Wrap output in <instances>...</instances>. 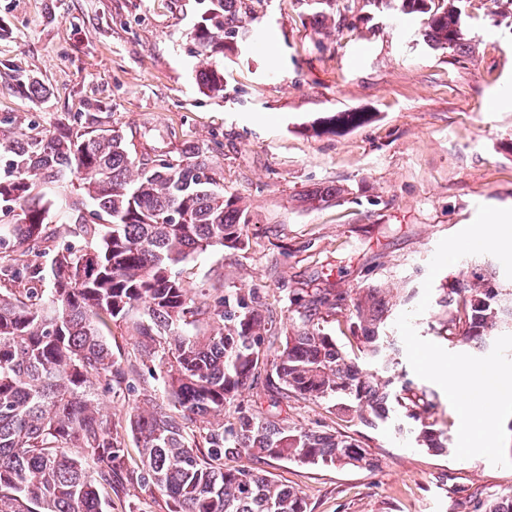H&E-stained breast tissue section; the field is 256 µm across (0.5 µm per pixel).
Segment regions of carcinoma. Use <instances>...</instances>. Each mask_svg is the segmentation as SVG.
<instances>
[{"mask_svg":"<svg viewBox=\"0 0 512 512\" xmlns=\"http://www.w3.org/2000/svg\"><path fill=\"white\" fill-rule=\"evenodd\" d=\"M403 15L424 17L422 38L436 50L465 47L464 0H372ZM311 22L328 28L335 0L308 8ZM249 0H209L193 30L200 87L224 92L213 61L255 41ZM12 88L35 98L40 82L11 76ZM100 104L51 132L31 126L0 140V512H110L112 495L151 484L168 512H307L302 493L259 468H224V457L244 454L265 464L371 469L360 441L340 431L290 428L271 414L244 411L229 430L218 419L249 385L264 378L270 407L291 394L331 404L336 415L374 428L394 412L398 432L433 452L448 451L438 426L437 395L392 374L398 339L388 326L390 301L379 288L338 293L302 289L290 299L291 329L256 305L255 293L211 304L185 287L174 268L213 247L244 245L248 224L240 198L224 191L207 153L188 145L175 154L142 152L104 123ZM362 112L325 118L350 128ZM336 186L305 194L309 206L340 197ZM57 210L85 247L52 251L48 268L25 259L51 239ZM476 286H450L439 302V337L485 350L512 326V287L496 271L473 272ZM208 316L207 332L189 330ZM347 316L363 363L341 350L324 327ZM131 324L141 353L158 362L173 408L155 403L112 423L97 399L136 374L114 358L106 331ZM214 420L206 451L186 435L189 422ZM140 448L132 467L125 438ZM79 448L75 454L72 449Z\"/></svg>","mask_w":512,"mask_h":512,"instance_id":"obj_1","label":"carcinoma"}]
</instances>
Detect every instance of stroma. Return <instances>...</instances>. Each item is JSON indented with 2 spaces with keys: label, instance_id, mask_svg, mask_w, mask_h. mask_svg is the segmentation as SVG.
<instances>
[{
  "label": "stroma",
  "instance_id": "35a3bbf8",
  "mask_svg": "<svg viewBox=\"0 0 512 512\" xmlns=\"http://www.w3.org/2000/svg\"><path fill=\"white\" fill-rule=\"evenodd\" d=\"M208 0H0V128L50 129L99 101L106 123L136 149L209 146L226 191L247 208V244L214 247L177 268L187 288L210 297L255 292L288 325L300 288L393 295L423 282L438 243L468 227L478 205L512 208V0H466V52L431 49L418 16L393 17L368 0H336L346 22L317 33L299 0H253L262 44L224 57L223 97L194 80L191 33ZM13 66L37 77L43 99L15 92ZM332 112H367L368 123L317 133ZM341 187L330 204L301 194ZM466 256L437 274L432 305L414 321L438 342L437 302ZM138 374L121 396L100 392L106 412L167 399L137 338L114 323L109 338ZM276 413L290 426L339 429L376 459L370 470L275 464L274 478L302 491L307 512H485L512 494V468L477 456L455 460L399 435L394 420L373 428L339 419L321 401L291 397Z\"/></svg>",
  "mask_w": 512,
  "mask_h": 512
}]
</instances>
